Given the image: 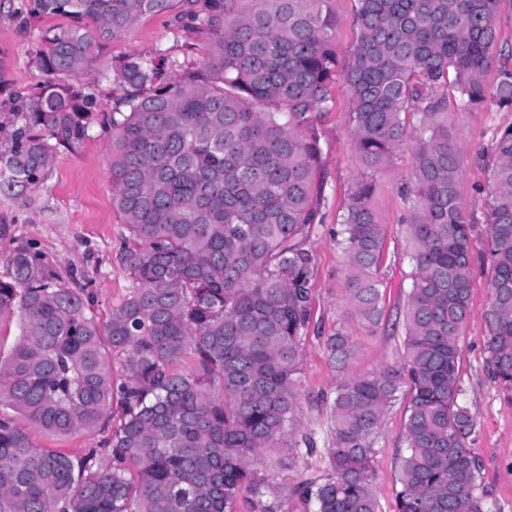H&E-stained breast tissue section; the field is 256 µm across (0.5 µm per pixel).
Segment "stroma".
<instances>
[{
  "mask_svg": "<svg viewBox=\"0 0 512 512\" xmlns=\"http://www.w3.org/2000/svg\"><path fill=\"white\" fill-rule=\"evenodd\" d=\"M188 7V0H175L174 11L143 16L130 31L102 48V61L109 63L131 54L146 55L162 47L170 49L175 59L204 62L209 43L206 35H172L175 11ZM332 7L336 14L333 49L343 66L349 62L356 42L355 0H334ZM27 8L28 0H0V57L7 61L12 79L10 87L0 91L2 153L11 146L4 133L14 120L11 98L29 93L46 80L33 63L42 35L59 32L68 25L64 18L30 19ZM115 90L108 80L96 86L99 110L92 117L88 138L75 149H57L44 180L20 197L0 191V225L10 229L9 235L0 237V262L6 257L12 238L33 242L71 286L92 289V311L101 324L109 320L113 307L121 303L130 287L118 262L127 230L122 215L112 204L108 142L100 128ZM509 123L512 112L460 109L454 116L458 137L466 150L458 186L459 204L465 212H482L486 170L481 154L490 145L493 128ZM317 128L325 150L316 188L327 198L328 206L323 211L322 223L314 225L311 233L317 266L312 280L313 323L304 345L298 427L321 441L329 424L328 408L322 405L321 398L332 394L339 380L324 346L327 336L341 327L348 330L356 348L350 373L396 367L402 361V323L411 264L402 224L406 204L400 188L410 175L411 154L401 153L374 177L371 201L383 224L385 249L384 311L380 322L372 325L350 309L343 259L336 247V212L346 203L358 170L343 83H336L329 108L318 112ZM488 299L487 277L475 273L471 313L461 338L460 371L465 400L476 413L480 430L473 452L483 465V512H512V402L482 371ZM404 415V402L391 407L375 444L374 489L380 512L396 510L395 461L403 447ZM27 432L35 446L71 455L97 447L104 436L99 427L69 435L51 434L32 426Z\"/></svg>",
  "mask_w": 512,
  "mask_h": 512,
  "instance_id": "35a3bbf8",
  "label": "stroma"
}]
</instances>
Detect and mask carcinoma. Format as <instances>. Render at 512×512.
Instances as JSON below:
<instances>
[{
  "mask_svg": "<svg viewBox=\"0 0 512 512\" xmlns=\"http://www.w3.org/2000/svg\"><path fill=\"white\" fill-rule=\"evenodd\" d=\"M236 2L204 0L176 16L175 37L209 36L198 68L165 50L101 64L104 43L173 0H30V17L69 25L35 54L47 80L17 104L0 188L23 195L58 148L88 136L98 103L70 80L112 76V203L129 232L118 261L132 286L101 327L89 289L70 287L40 250L12 240L0 324L16 316L20 334L0 359V406L55 434L98 424L109 433L73 456L35 447L1 415L0 512H236L245 492L258 512H379L374 445L402 398L397 512H482L479 429L459 368L475 221L458 204L464 147L448 106L512 112V52L494 23L501 0H357L356 44L340 71L331 0ZM338 75L360 174L336 216V245L350 306L371 324L383 315L384 232L366 177L412 148L403 362L342 378L326 469L269 504L265 451L286 456L288 471L319 452L295 430L316 269L310 236L325 205L312 196L322 160L314 120ZM409 114L419 115L413 131ZM488 153L483 372L512 402V123L493 131ZM325 347L346 372L349 334L337 329ZM189 353L193 365L179 369Z\"/></svg>",
  "mask_w": 512,
  "mask_h": 512,
  "instance_id": "carcinoma-1",
  "label": "carcinoma"
}]
</instances>
